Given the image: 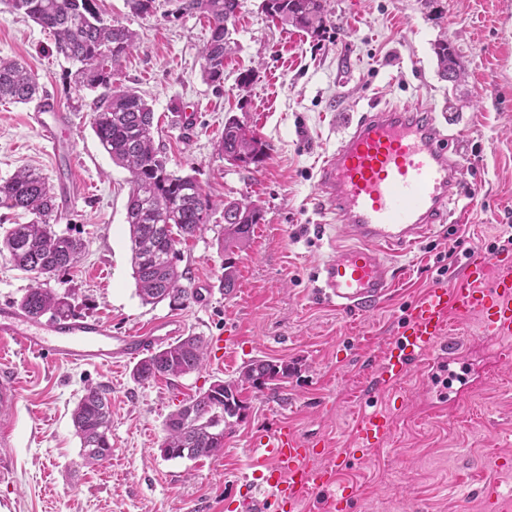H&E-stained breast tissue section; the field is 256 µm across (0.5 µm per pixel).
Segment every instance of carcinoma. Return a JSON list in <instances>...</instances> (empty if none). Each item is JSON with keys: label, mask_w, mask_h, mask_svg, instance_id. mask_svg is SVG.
Wrapping results in <instances>:
<instances>
[{"label": "carcinoma", "mask_w": 512, "mask_h": 512, "mask_svg": "<svg viewBox=\"0 0 512 512\" xmlns=\"http://www.w3.org/2000/svg\"><path fill=\"white\" fill-rule=\"evenodd\" d=\"M8 12L23 14L54 37L57 55L77 65L75 88L104 89L91 106V128L112 161L131 174L132 191L126 206L131 242V266L137 292L145 303L170 300L183 305L190 298L181 285L187 272L178 268L177 245L196 236L209 222L214 204L191 175L168 169V158L155 142L154 111L132 87L112 83V73L136 47V34L104 18L97 0H4ZM186 10H198L208 19L209 38L201 56L205 81L221 84L224 59L232 50V25L242 0H183ZM262 11L286 27L317 35L332 22L331 0H262ZM439 74L456 82L463 75L448 34L433 45ZM42 99L35 74L15 59L0 58V101L29 104ZM224 157L246 166L257 165L266 145L235 117L224 122L218 144ZM0 208L29 216L13 225L0 240V255L29 275L31 285L18 306L34 318L74 314L69 296L48 287L49 281L73 268L81 259V239L57 233L56 194L48 179L28 167L0 182ZM262 212L250 204L224 203V292L236 285L232 261L235 251L250 238ZM205 346L198 336L187 335L151 352L133 368V378L146 382L159 376L179 377L199 369ZM288 374V367L266 360L245 366L236 381L219 380L207 390L184 400L164 422L160 444L168 459L196 460L224 451V436L233 432L231 419L246 409L243 386H265ZM81 452L89 465H100L112 453V408L106 394L88 388L72 411Z\"/></svg>", "instance_id": "1"}]
</instances>
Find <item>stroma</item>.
<instances>
[{"instance_id":"stroma-1","label":"stroma","mask_w":512,"mask_h":512,"mask_svg":"<svg viewBox=\"0 0 512 512\" xmlns=\"http://www.w3.org/2000/svg\"><path fill=\"white\" fill-rule=\"evenodd\" d=\"M243 0L224 61V81L202 77L208 21L178 0H156L151 15L125 0H98L137 44L112 80L139 90L152 105L168 167L194 176L210 196L208 224L181 244L192 295L185 306L143 303L132 277L126 205L129 172L115 165L91 130L93 92L77 95L73 65L56 55L53 38L29 18L0 11V58L22 61L46 97L75 111L71 133L83 194L59 219L58 233L83 239L81 261L50 282L70 296L79 315L123 332L159 318L183 320L187 332L221 336L232 349L206 357L196 371L135 382L133 362L117 367L64 365L6 345L21 397L10 414L11 444L1 454L12 467L0 500L14 512H230L252 496L248 450L275 421L327 452L348 447L358 414L388 409V442L340 471L354 485L353 512H489L488 485L512 495V468L496 467L512 449V370L499 364L506 342L458 326L454 360L433 352L392 390L374 377L386 344L407 308L430 288L448 283L468 248L512 246V0H332L333 26L321 36L282 29ZM447 32L466 72L440 78L433 43ZM253 70L248 89L239 77ZM430 105L451 131L470 140L472 164L452 223L436 225L420 245L394 253L400 272L390 300L375 314L347 316L315 294L314 273L332 252L333 218L318 201L316 171L371 103ZM195 117L184 134L175 111ZM29 108L0 103V180L34 166L58 184L64 164L44 148ZM237 117L264 142L259 166L219 153L227 117ZM257 206L247 246L234 257L236 287L224 291V203ZM210 288L200 300L198 287ZM254 360L288 365L287 376L242 396L246 408L220 455L167 459L163 422L184 398L216 380L236 379ZM106 389L112 402V454L90 466L81 457L72 410L86 388Z\"/></svg>"}]
</instances>
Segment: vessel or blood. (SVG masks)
I'll list each match as a JSON object with an SVG mask.
<instances>
[{
  "label": "vessel or blood",
  "mask_w": 512,
  "mask_h": 512,
  "mask_svg": "<svg viewBox=\"0 0 512 512\" xmlns=\"http://www.w3.org/2000/svg\"><path fill=\"white\" fill-rule=\"evenodd\" d=\"M31 118L51 155L72 159L63 134L70 115L44 98ZM467 153L463 133L446 134L436 112L421 103L384 106L348 122L316 173L320 200L335 216L342 240L319 268L316 293L323 302L363 316L388 300L395 283L391 251L418 244L446 222L449 202L462 193ZM469 320L483 335L512 339V251L470 249L459 275L410 305L407 321L383 351L377 389L395 387L455 325ZM184 333L183 321L175 318L119 334L95 317L35 319L13 303L0 304V340L63 364L110 367ZM19 398L17 375L1 361L0 413L12 412ZM391 433L387 412L363 413L354 422L351 446L325 465L324 449L312 447L287 422L275 423L249 450L256 494L239 502L238 512H295L303 497L322 490L330 493L329 512H346L355 491L338 484V467L381 447Z\"/></svg>",
  "instance_id": "b4317fda"
}]
</instances>
